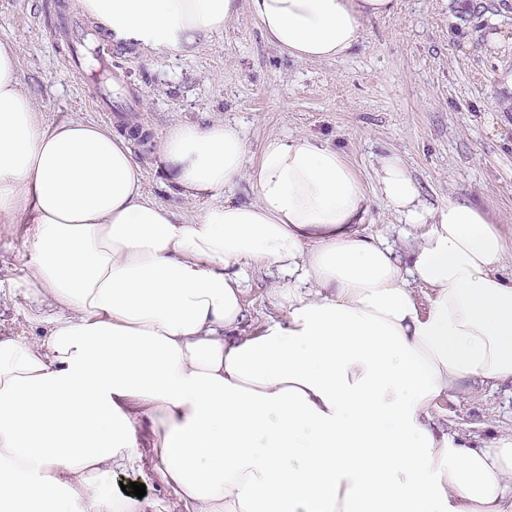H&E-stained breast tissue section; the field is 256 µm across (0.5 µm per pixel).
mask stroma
<instances>
[{
    "label": "stroma",
    "mask_w": 512,
    "mask_h": 512,
    "mask_svg": "<svg viewBox=\"0 0 512 512\" xmlns=\"http://www.w3.org/2000/svg\"><path fill=\"white\" fill-rule=\"evenodd\" d=\"M47 0H0V42L19 52L22 87L53 131L90 121L126 137L143 171L147 199L185 217L254 199L249 182L228 197H193L158 165L167 131L178 124L238 123L255 163L272 135L304 133L340 150L374 189L377 156L403 157L425 204L445 206L449 194L472 200L502 218L512 234V0H395L392 15L363 25L345 58L300 62L267 42L258 21L241 12L192 56L115 46L112 61L124 76L113 88V115L89 101L90 87L58 41ZM29 227L0 224V333L35 342L45 326L30 317L20 282L27 272ZM276 270L252 272L245 284L241 332L255 335L283 318ZM436 421L449 431L489 437L512 432V385L466 383L442 397ZM127 472L124 482L146 483L145 512H185L172 490L151 472Z\"/></svg>",
    "instance_id": "35a3bbf8"
}]
</instances>
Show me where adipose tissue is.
I'll return each mask as SVG.
<instances>
[{"label":"adipose tissue","instance_id":"1","mask_svg":"<svg viewBox=\"0 0 512 512\" xmlns=\"http://www.w3.org/2000/svg\"><path fill=\"white\" fill-rule=\"evenodd\" d=\"M112 34L188 55L240 11L300 61L339 59L394 0H76ZM179 124L192 218L146 199L127 142L45 130L0 42V223L30 225L23 282L46 332L0 336V512H142L117 474L150 457L189 512H512V433L434 421L466 381L512 383V242L468 199L429 209L401 156L367 191L328 142ZM426 230L365 234L372 203ZM287 274V317L242 336L250 273ZM428 288L420 308L415 286ZM152 440L142 449L139 432Z\"/></svg>","mask_w":512,"mask_h":512}]
</instances>
